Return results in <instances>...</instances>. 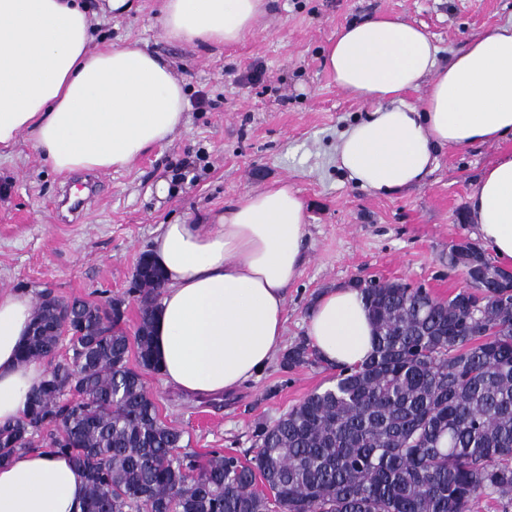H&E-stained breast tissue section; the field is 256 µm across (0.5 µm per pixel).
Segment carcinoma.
I'll return each instance as SVG.
<instances>
[{
    "label": "carcinoma",
    "instance_id": "obj_1",
    "mask_svg": "<svg viewBox=\"0 0 512 512\" xmlns=\"http://www.w3.org/2000/svg\"><path fill=\"white\" fill-rule=\"evenodd\" d=\"M146 257L132 335L120 298L40 297L19 361L48 367L21 419L0 426V465L28 448L70 457L86 482L79 512H477L484 499L512 512V288L442 301L407 283L359 284L374 351L256 425L244 462L190 450L146 391L164 287L161 271L142 272ZM63 325L73 334L59 360ZM319 362L305 340L282 358Z\"/></svg>",
    "mask_w": 512,
    "mask_h": 512
}]
</instances>
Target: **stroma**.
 I'll return each instance as SVG.
<instances>
[{"label": "stroma", "mask_w": 512, "mask_h": 512, "mask_svg": "<svg viewBox=\"0 0 512 512\" xmlns=\"http://www.w3.org/2000/svg\"><path fill=\"white\" fill-rule=\"evenodd\" d=\"M95 45L138 42L167 60L190 101L187 125L168 143L120 172L56 173L21 137L0 155V289L40 298L126 301L140 255L158 225L210 219L241 197L288 182L306 207V258L288 289L284 347L306 337V321L323 291L358 278L401 281L436 296L466 288L448 268V247L477 242L467 204L484 169L512 141L442 147L418 184L377 196L351 182L336 162L339 135L367 105L339 90L324 65L328 45L347 23L373 13L402 16L438 47L439 63L476 35L512 20V0H272L241 42L221 49L162 34L160 0H134L112 16L107 0H84ZM171 182L158 197L159 180ZM88 197L71 222L69 200ZM325 364L282 367L280 360L236 391L188 395L160 374H143L160 417L184 431L199 455L215 448L242 459L254 454L253 429L328 386Z\"/></svg>", "instance_id": "35a3bbf8"}]
</instances>
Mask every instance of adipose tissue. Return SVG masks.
I'll use <instances>...</instances> for the list:
<instances>
[{"instance_id":"adipose-tissue-1","label":"adipose tissue","mask_w":512,"mask_h":512,"mask_svg":"<svg viewBox=\"0 0 512 512\" xmlns=\"http://www.w3.org/2000/svg\"><path fill=\"white\" fill-rule=\"evenodd\" d=\"M268 0H162L165 37L221 47L240 42ZM81 0H0V151L28 136L55 171L129 167L184 126L189 101L167 63L137 43L93 48ZM421 29L379 14L344 25L324 65L370 112L341 133L339 168L388 195L419 182L439 147L512 139V22L473 38L438 65ZM422 93L420 106L404 95ZM480 238L512 265V154L468 200ZM305 207L287 183L248 194L210 223L162 224L151 246L165 274L154 323L166 382L224 394L259 376L283 344L287 289L304 262ZM32 296L0 290V425L21 418L44 366L18 360ZM374 327L358 291L318 299L307 336L330 365L363 363ZM85 484L69 457L37 449L0 465V512H79Z\"/></svg>"}]
</instances>
